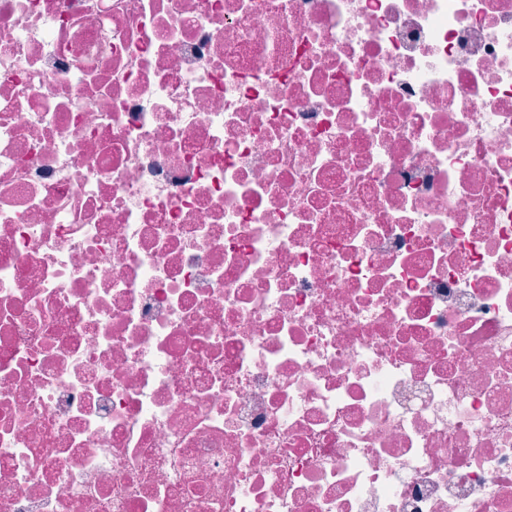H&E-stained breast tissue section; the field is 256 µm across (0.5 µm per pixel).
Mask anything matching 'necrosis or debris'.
I'll return each mask as SVG.
<instances>
[{
	"label": "necrosis or debris",
	"instance_id": "1",
	"mask_svg": "<svg viewBox=\"0 0 512 512\" xmlns=\"http://www.w3.org/2000/svg\"><path fill=\"white\" fill-rule=\"evenodd\" d=\"M0 512H512V0H0Z\"/></svg>",
	"mask_w": 512,
	"mask_h": 512
}]
</instances>
